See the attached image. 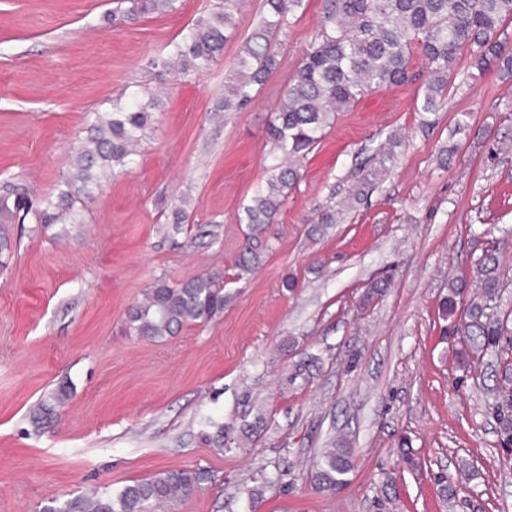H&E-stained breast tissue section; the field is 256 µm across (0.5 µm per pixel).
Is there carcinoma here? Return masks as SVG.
<instances>
[{"label":"carcinoma","instance_id":"carcinoma-1","mask_svg":"<svg viewBox=\"0 0 512 512\" xmlns=\"http://www.w3.org/2000/svg\"><path fill=\"white\" fill-rule=\"evenodd\" d=\"M180 0H119L114 12L126 18L147 11L169 13ZM239 0L223 5L207 18L188 26L179 41L148 60V67L164 74L178 68L186 77L208 72L236 36L234 10ZM305 0H263L262 11L242 44L233 69L225 77L224 102L218 112H240L256 99L278 66V45L289 16ZM512 22V0H322V16L314 42L288 80L273 121L266 129L272 173L243 207L240 223L247 225L245 245L236 259L237 276L253 272L269 251L263 237L283 205L288 190L299 179V166L332 127L336 115L353 108L364 96L416 79L413 61L420 59L427 78L420 86L416 111L434 115L448 93V75L469 53L470 67L480 72L495 69L501 78L512 77V56L500 54L504 24ZM160 106L149 92H133L116 99L112 111L95 112L71 162L70 174L54 196L34 200L18 189L0 194V254L11 249L5 224H80L93 188L118 169L135 162L137 147ZM400 136L389 135L371 159L349 198L360 201L380 183L397 160ZM480 294L464 299V282L449 285L442 312L453 316L464 309L459 329L462 365L479 362L489 352L504 349V323L487 312V302L500 288L498 262L490 249L476 259ZM228 296L219 277L212 274L178 285L164 280L149 288L145 300L127 315L130 332L149 339L173 336L190 322L208 321L224 313ZM495 407L500 434L512 440V365L499 382ZM354 469L351 448L331 442L315 462V481L322 491H333ZM204 481L200 471L171 470L125 486L105 497L71 498L46 505L42 512H157L176 499L193 496Z\"/></svg>","mask_w":512,"mask_h":512}]
</instances>
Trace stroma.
Wrapping results in <instances>:
<instances>
[{
  "label": "stroma",
  "instance_id": "1",
  "mask_svg": "<svg viewBox=\"0 0 512 512\" xmlns=\"http://www.w3.org/2000/svg\"><path fill=\"white\" fill-rule=\"evenodd\" d=\"M213 3L114 21L113 0H0V186L56 194L92 113L126 90L165 91L136 165L103 180L84 223L9 227L0 512H41L168 470L205 479L162 512H512V452L492 396L503 362L460 367L459 319L441 308L449 284L473 281L491 249L503 283L493 311L512 314V80L458 64L430 128L414 84L339 113L268 228L270 251L240 277L242 206L268 177L265 130L321 3L291 17L279 68L220 123L213 111L262 0H242L237 36L204 76L146 67ZM394 133L406 144L385 180L342 223L313 232ZM180 204L189 221L173 233L167 217ZM201 224L214 236L197 238ZM213 273L229 297L219 318L158 341L129 332V308L156 280ZM310 356V376H294ZM65 381L72 392L54 422L36 427L34 407ZM255 405L266 424L239 441ZM213 422L227 447L207 442ZM340 438L355 468L319 490L313 465Z\"/></svg>",
  "mask_w": 512,
  "mask_h": 512
}]
</instances>
